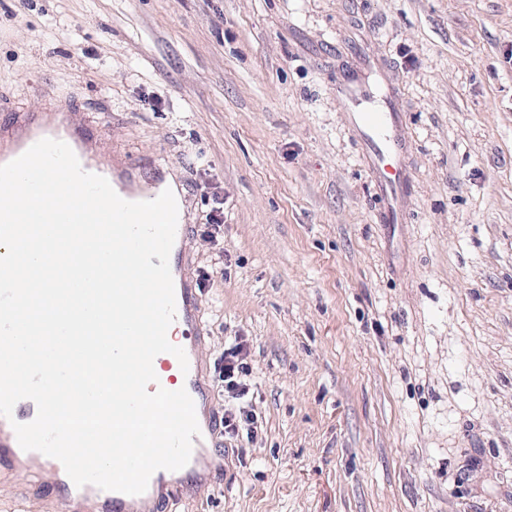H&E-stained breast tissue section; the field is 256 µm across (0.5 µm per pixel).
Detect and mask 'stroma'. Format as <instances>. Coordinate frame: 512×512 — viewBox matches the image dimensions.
<instances>
[{"mask_svg": "<svg viewBox=\"0 0 512 512\" xmlns=\"http://www.w3.org/2000/svg\"><path fill=\"white\" fill-rule=\"evenodd\" d=\"M382 77L390 230L341 94ZM59 110L189 198L216 417L225 346L252 369L256 433L160 512H512V0H0V128ZM54 479L0 462V512Z\"/></svg>", "mask_w": 512, "mask_h": 512, "instance_id": "1", "label": "stroma"}]
</instances>
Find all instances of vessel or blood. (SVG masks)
<instances>
[{
    "label": "vessel or blood",
    "instance_id": "b4317fda",
    "mask_svg": "<svg viewBox=\"0 0 512 512\" xmlns=\"http://www.w3.org/2000/svg\"><path fill=\"white\" fill-rule=\"evenodd\" d=\"M349 96L356 107L348 113L347 122L358 138L362 147L363 161L374 177L375 192L384 207V221L398 224L402 221L401 193L407 181L402 160L408 149V132L400 113L394 112L392 106L381 108L363 107L359 101L358 89H350ZM50 138L67 143L74 153H81L85 134L77 132L70 121H62L54 128L41 127L37 120H29L24 134L16 143V153H24L37 141ZM84 171L105 177L116 193L125 200H138L135 187L140 174L135 167L123 169L112 168L110 163L98 160L82 162ZM189 237V226L178 222L176 237L169 257L172 276L181 280L175 291L176 316L175 325L184 327L187 366H180L177 358L169 353L155 357L153 366L158 376L157 383L149 384L148 392H155L157 387L172 388L181 385L194 401L196 407L206 406L210 398V389L205 383L198 365V358L193 338L202 330L199 298L195 288L188 281L182 280L180 274L183 265L182 245ZM37 415L36 404L29 399L16 403L12 418L0 416V457L19 463L22 461H39L43 455L37 451L23 450L16 436L11 433L13 422L27 423ZM200 434L193 439V450L185 472L199 470L207 448L214 444L215 421L203 418L199 421ZM184 474L168 470L156 471L149 482L147 490L140 495L131 496L115 491H106L93 485L76 486L70 478L57 482L66 512H156V504L161 494L178 488Z\"/></svg>",
    "mask_w": 512,
    "mask_h": 512
}]
</instances>
